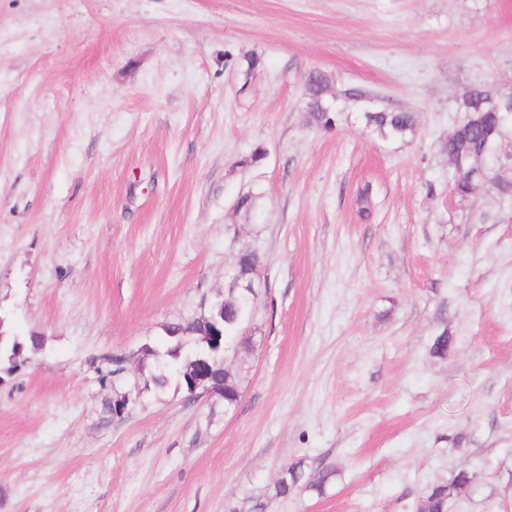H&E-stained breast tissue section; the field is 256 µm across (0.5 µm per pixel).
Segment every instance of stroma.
<instances>
[{"mask_svg":"<svg viewBox=\"0 0 512 512\" xmlns=\"http://www.w3.org/2000/svg\"><path fill=\"white\" fill-rule=\"evenodd\" d=\"M469 85L512 95V0H0V319L42 339L0 372V512H227L298 460L337 474L266 512H416L461 469L448 512H512V194L442 148ZM244 246L238 405L144 392ZM329 80L320 73L311 74L307 82L308 109L311 120L317 126H329L335 122L325 103ZM366 125L372 128L383 140L403 139L415 128V115L412 112H362ZM477 473L466 469L455 473L450 482L425 487L420 495L419 512H448V500L461 488L473 483Z\"/></svg>","mask_w":512,"mask_h":512,"instance_id":"stroma-1","label":"stroma"}]
</instances>
